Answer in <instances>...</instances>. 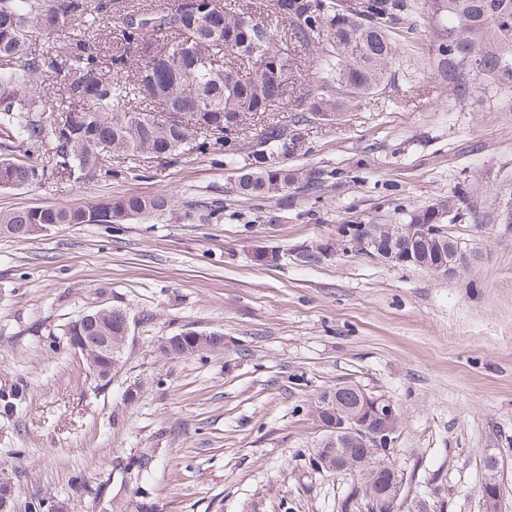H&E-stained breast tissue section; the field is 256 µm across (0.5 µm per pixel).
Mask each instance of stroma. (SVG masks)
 <instances>
[{
  "mask_svg": "<svg viewBox=\"0 0 512 512\" xmlns=\"http://www.w3.org/2000/svg\"><path fill=\"white\" fill-rule=\"evenodd\" d=\"M444 32L426 7L398 41L391 81L311 124L287 164L324 169L318 193L247 200L223 154L158 168L112 161L109 180L0 190V211L77 207L125 194L173 197L175 214L127 224H58L31 240L0 234V391L23 385L0 419V474L18 512L50 497L61 512H369L357 477L319 469L321 393L355 382L401 418L395 507L485 512L496 454L512 512V83L458 98L433 69ZM456 198L450 238L476 254L456 276L396 266L357 248L312 266L297 254L361 224H404ZM218 198L220 219L181 220ZM278 247L277 266L253 260ZM130 316L125 363L108 386L64 336L100 308ZM218 332L226 349L170 357L162 338ZM141 382L132 404L123 393ZM144 456L137 470L131 461Z\"/></svg>",
  "mask_w": 512,
  "mask_h": 512,
  "instance_id": "obj_1",
  "label": "stroma"
}]
</instances>
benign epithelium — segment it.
I'll return each instance as SVG.
<instances>
[{
    "instance_id": "obj_1",
    "label": "benign epithelium",
    "mask_w": 512,
    "mask_h": 512,
    "mask_svg": "<svg viewBox=\"0 0 512 512\" xmlns=\"http://www.w3.org/2000/svg\"><path fill=\"white\" fill-rule=\"evenodd\" d=\"M433 210L435 215L430 224H363L355 228L354 237L341 235L339 245L352 244L365 253L374 251L384 258L392 257L390 245L395 242L434 240L442 246L447 243L444 220L454 213L455 205L440 204ZM448 252V260L435 264L433 272L445 276L457 275L472 262V256L455 243L450 245ZM355 391L358 405L353 408L345 407L335 390L315 401L313 413L316 416L331 400L335 401L336 409L321 421L325 435L314 451V462L323 470L360 474L363 494L369 502L394 504L399 498L402 477L394 469L390 471L389 478L382 481L379 472L387 468L391 450L398 441V409L392 399L375 390L358 385ZM501 492L498 466L492 463L487 467L481 488L486 512H497Z\"/></svg>"
}]
</instances>
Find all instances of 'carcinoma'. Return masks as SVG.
Segmentation results:
<instances>
[{
	"instance_id": "cac0c4a2",
	"label": "carcinoma",
	"mask_w": 512,
	"mask_h": 512,
	"mask_svg": "<svg viewBox=\"0 0 512 512\" xmlns=\"http://www.w3.org/2000/svg\"><path fill=\"white\" fill-rule=\"evenodd\" d=\"M186 0H151L124 13L120 37L100 39V22L112 15L115 0H0V189L40 183L112 177L106 165L114 154H146L165 167L189 155L224 150L225 130L261 123L260 149L246 154L237 191L247 198L284 197L302 184L316 192L326 182L318 167L290 169L266 156H292L296 133L362 95L376 92L392 75L399 33L410 29L414 0H270L256 10L238 0H208L198 13ZM446 31L436 71L465 98L477 86L463 75L465 55L481 65L475 75L512 80V0H425ZM262 22L273 44L258 38L252 20ZM61 49L37 53L33 41L73 27ZM320 49L321 84L308 91L291 125L273 112L277 69L295 67L288 40ZM53 79L61 94L51 100L41 90ZM56 112L51 122L45 114ZM45 157L38 165L32 157ZM166 193L127 194L78 208L45 206L0 213L8 235L26 238L27 224H125L171 211ZM415 266L429 269L438 257L435 243L405 244ZM127 312L106 310L89 320L68 323L64 336L122 340ZM197 354L194 332L178 334L171 355ZM101 382L111 381L115 363L103 356L87 361ZM24 388L0 394V412L9 414Z\"/></svg>"
}]
</instances>
